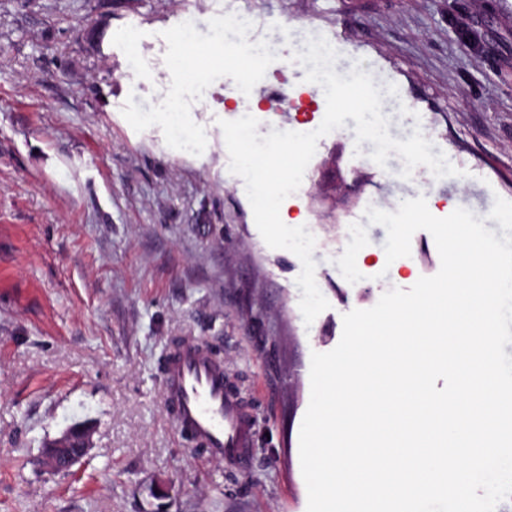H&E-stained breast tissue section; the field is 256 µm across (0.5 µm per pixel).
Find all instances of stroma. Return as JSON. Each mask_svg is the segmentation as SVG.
I'll list each match as a JSON object with an SVG mask.
<instances>
[{
  "label": "stroma",
  "instance_id": "35a3bbf8",
  "mask_svg": "<svg viewBox=\"0 0 512 512\" xmlns=\"http://www.w3.org/2000/svg\"><path fill=\"white\" fill-rule=\"evenodd\" d=\"M0 0V512H307L299 432L311 355L342 316L438 272L417 231L407 265L387 263L373 206L425 197L496 231L512 201V0ZM342 44L339 70L382 74L388 132L421 129L458 168L411 178L390 153L322 137L281 218L316 238L330 303L305 325L302 265L261 237L219 120L273 110L270 129L310 132L322 88L293 56L308 38ZM137 50H130V43ZM226 55L213 52V44ZM288 79L279 111L266 88ZM246 93H239L242 79ZM337 193L335 207L322 204ZM195 340L256 419L247 471L180 438L162 398L171 349ZM92 429L86 462L40 458L68 427Z\"/></svg>",
  "mask_w": 512,
  "mask_h": 512
}]
</instances>
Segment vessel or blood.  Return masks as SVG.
Instances as JSON below:
<instances>
[{"mask_svg":"<svg viewBox=\"0 0 512 512\" xmlns=\"http://www.w3.org/2000/svg\"><path fill=\"white\" fill-rule=\"evenodd\" d=\"M163 397L179 436L235 469L251 465L252 415L241 396L227 388L221 361L196 343H183L167 358Z\"/></svg>","mask_w":512,"mask_h":512,"instance_id":"b4317fda","label":"vessel or blood"}]
</instances>
